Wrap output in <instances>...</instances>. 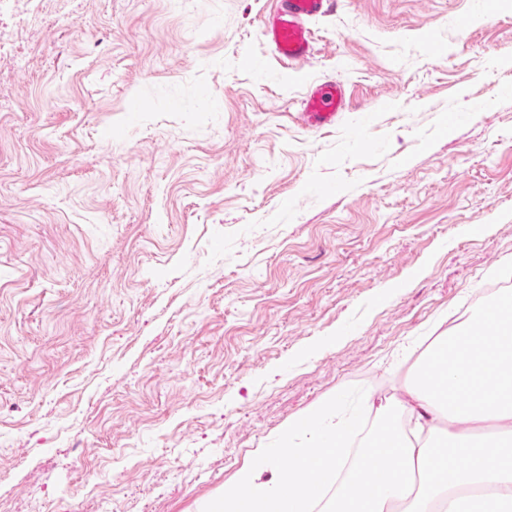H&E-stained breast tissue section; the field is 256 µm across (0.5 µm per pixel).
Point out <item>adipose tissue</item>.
<instances>
[{"label": "adipose tissue", "instance_id": "ef3b65f1", "mask_svg": "<svg viewBox=\"0 0 512 512\" xmlns=\"http://www.w3.org/2000/svg\"><path fill=\"white\" fill-rule=\"evenodd\" d=\"M384 424L355 446L358 423L313 405L289 424L307 440L289 449L274 482L240 469L207 512H310L335 484L329 512H512V292L470 309L419 363Z\"/></svg>", "mask_w": 512, "mask_h": 512}]
</instances>
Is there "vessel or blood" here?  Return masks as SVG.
Wrapping results in <instances>:
<instances>
[{
	"instance_id": "b4317fda",
	"label": "vessel or blood",
	"mask_w": 512,
	"mask_h": 512,
	"mask_svg": "<svg viewBox=\"0 0 512 512\" xmlns=\"http://www.w3.org/2000/svg\"><path fill=\"white\" fill-rule=\"evenodd\" d=\"M329 0H274L262 21V36L271 52L289 68L306 65L313 55L310 22L328 11ZM346 107V88L339 81L309 85L301 115L312 127L335 124Z\"/></svg>"
}]
</instances>
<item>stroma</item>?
<instances>
[{"label":"stroma","mask_w":512,"mask_h":512,"mask_svg":"<svg viewBox=\"0 0 512 512\" xmlns=\"http://www.w3.org/2000/svg\"><path fill=\"white\" fill-rule=\"evenodd\" d=\"M335 2L295 71L271 0H0V512H203L507 282L512 0ZM346 108V88L340 81H316L308 86L303 101V117L308 126L322 127L336 124Z\"/></svg>","instance_id":"35a3bbf8"}]
</instances>
